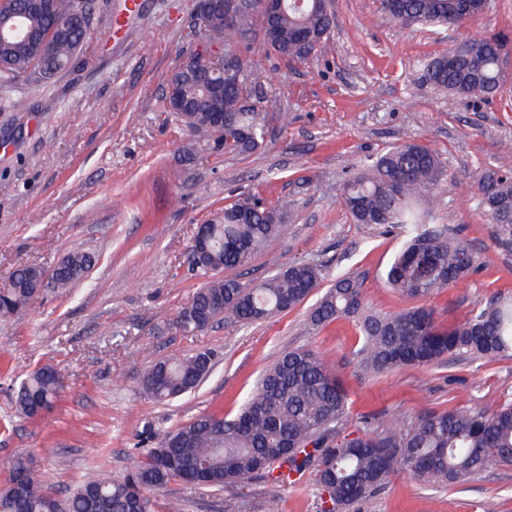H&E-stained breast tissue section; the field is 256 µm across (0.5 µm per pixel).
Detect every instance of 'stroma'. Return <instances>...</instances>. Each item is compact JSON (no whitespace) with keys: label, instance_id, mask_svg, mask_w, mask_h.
<instances>
[{"label":"stroma","instance_id":"35a3bbf8","mask_svg":"<svg viewBox=\"0 0 512 512\" xmlns=\"http://www.w3.org/2000/svg\"><path fill=\"white\" fill-rule=\"evenodd\" d=\"M196 0H90L92 30L64 72L0 80V282L19 266H53L73 252L97 261L71 288L47 292L0 321V484L14 458H32L44 486L65 494L92 476L121 475L147 434L217 409L235 413L261 371L283 352L324 354L348 396L347 431L362 417L411 421L427 411L494 408L512 394V356H453L428 368L370 376L357 365L358 331L339 319L308 321L309 304L247 328L183 332L181 309L203 279L186 254L205 219L250 193L287 200L277 247L238 270L256 283L292 261L314 262L326 280L364 282L380 314L407 306L381 277L400 246L396 230L353 223L342 201L347 179L391 145L435 149L444 175L425 221L450 228L480 269L433 296L442 326L462 321L493 293L512 295V252L501 249L479 205L487 170L512 172V0L462 26L405 29L378 0H332L336 25L324 47L290 64L248 37L252 103L264 142L227 155L196 140L162 110L164 77L198 52ZM504 37V82L489 99L452 97L423 80L426 66L476 32ZM28 109L16 112L14 101ZM213 368L193 392L159 403L143 394L155 361L198 351ZM65 378L53 409L29 418L14 393L31 370ZM318 512L311 477L296 485L261 478L221 490L172 484L155 512ZM349 512H512V467L453 487L394 476Z\"/></svg>","mask_w":512,"mask_h":512}]
</instances>
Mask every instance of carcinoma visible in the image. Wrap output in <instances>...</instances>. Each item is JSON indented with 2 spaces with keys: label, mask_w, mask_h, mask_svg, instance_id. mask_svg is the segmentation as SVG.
I'll list each match as a JSON object with an SVG mask.
<instances>
[{
  "label": "carcinoma",
  "mask_w": 512,
  "mask_h": 512,
  "mask_svg": "<svg viewBox=\"0 0 512 512\" xmlns=\"http://www.w3.org/2000/svg\"><path fill=\"white\" fill-rule=\"evenodd\" d=\"M380 11L404 27L460 25L482 15L481 0H380ZM89 10L88 0H56L55 14L72 17ZM37 39L0 42V76L43 74L66 65L82 48L89 33L77 22L65 36L55 33L49 16H31ZM334 16L325 0H284L276 38L269 49L290 62H303L325 41ZM257 7L234 17L213 16L207 31L224 41V115L229 124L220 132L198 112L206 88L196 76L179 83L182 100L192 110L174 113L194 136L224 138V153L258 149L263 142L261 113L242 108L251 95L250 65L237 48L247 29H262ZM502 45L494 36L466 39L462 59L479 71L448 66L442 55L428 64L426 79L452 95L489 96L502 86L497 66ZM443 165L427 146L408 141L390 147L362 173L344 183V205L354 223L400 230L403 241L382 277L385 286L414 305L389 315L366 311L362 280L338 275L310 308L308 318L327 326L344 318L358 327L355 356L370 375L402 367H429L461 354L493 361L512 353V299L493 295L468 311L451 328L440 327L435 310L423 300L465 280L478 258L448 228L422 223L415 202L428 196ZM480 206L490 217L494 237L512 249V174L489 172L478 179ZM256 196L230 205L207 222L204 246L191 245L187 262L207 277L179 316L188 333L218 323L247 327L288 312L307 301L320 287L319 265L291 262L275 275L249 285L221 270L241 269L272 250L281 231L280 209ZM94 257L76 252L53 267L49 288L65 289L83 279ZM47 268L25 265L0 284V320L22 312L39 294ZM212 368L211 355L199 351L156 361L143 374L141 388L157 402L194 390ZM62 388L58 370L46 365L27 374L16 392V406L27 417L50 410ZM347 394L325 357L310 349L281 355L262 375L237 413H204L167 431L158 445L138 454L117 478L85 480L63 496L44 489L40 469L26 457L14 459L0 485V512H153L151 494L171 483L220 490L259 475L278 485L290 476L313 477L319 512H341L368 503L392 476L401 471L429 486H450L482 472L512 466V399L493 411L481 409L432 411L412 422L363 420L364 431L343 433Z\"/></svg>",
  "instance_id": "carcinoma-1"
}]
</instances>
